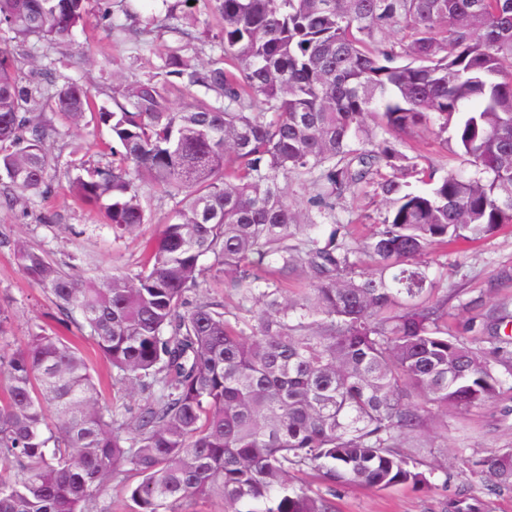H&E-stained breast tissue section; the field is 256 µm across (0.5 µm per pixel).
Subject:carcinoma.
<instances>
[{"label": "carcinoma", "instance_id": "1", "mask_svg": "<svg viewBox=\"0 0 512 512\" xmlns=\"http://www.w3.org/2000/svg\"><path fill=\"white\" fill-rule=\"evenodd\" d=\"M209 2L220 53L204 68L162 58L157 75L112 85V111L65 77L22 83L0 48V208L53 192V116L105 124L119 141L69 183L104 204L115 237L149 221L141 184L180 198L135 272L85 278L77 257L66 271L13 242L61 320L82 316L118 389L157 392L127 418L103 404L69 338L42 329L1 348L0 512H90L127 467L136 512L210 498L224 512H336L348 485H426L411 449L428 447L427 416L492 404L512 376V338L448 333V292L427 262L438 245L512 226V0ZM112 15L101 0L109 39L148 47ZM87 20V0H0V31L15 40L70 43ZM195 86L215 100L173 109L169 91ZM419 132L463 168L440 175L396 147ZM282 179L308 194L306 210ZM368 188L385 214L360 251L345 224L309 236ZM211 271L251 307L187 305ZM305 470L325 491L291 481ZM474 473L512 492V450Z\"/></svg>", "mask_w": 512, "mask_h": 512}]
</instances>
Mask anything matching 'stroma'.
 I'll use <instances>...</instances> for the list:
<instances>
[{
  "instance_id": "1",
  "label": "stroma",
  "mask_w": 512,
  "mask_h": 512,
  "mask_svg": "<svg viewBox=\"0 0 512 512\" xmlns=\"http://www.w3.org/2000/svg\"><path fill=\"white\" fill-rule=\"evenodd\" d=\"M179 25L192 33L190 44L181 45L178 36L162 25L149 34L150 49H115L109 46L104 31L91 23L77 33L75 43L69 46L49 51L42 45L17 40L8 42L7 48L23 60L22 75L35 74V60L47 54L55 62L56 74L71 76L91 88L98 102L108 103L112 100L114 73H122L129 81L148 78L155 74L165 51L178 48L196 66L207 65L212 56L208 42L220 28L207 0H195L183 8ZM110 138L108 127L101 124H89L79 132L56 125L48 142L55 158L50 176L56 192L24 208H1L0 233L12 240L20 238L39 245L58 262L66 261L69 255H79L85 260L84 272L91 276L115 268H137L142 242L158 236L161 224L176 206L175 200L143 187L142 203L149 221L140 226L137 238L117 241L96 208L75 202L66 191L73 165L107 162L104 144ZM383 213V206L372 192L349 196L337 205L334 220H321L313 235L326 238L333 224H345L351 231L350 242L356 246L374 231ZM427 261L430 277L448 291L450 333H457L468 318L465 305L471 299L481 298L486 309L504 304L512 310V228L466 245L436 249ZM1 313L10 318L7 342L12 346L23 342L36 327L58 326L59 313L52 297L21 274L7 246L0 247ZM69 333L102 379L106 405L118 407L128 415L149 399V392L141 390L118 396L88 330L73 325ZM436 420L431 446L425 454L438 464L439 470L430 476L427 485H403L384 491L349 485L336 494V512H453L450 502L465 477L467 460L492 450L512 448V391L495 403L468 412L437 414Z\"/></svg>"
}]
</instances>
